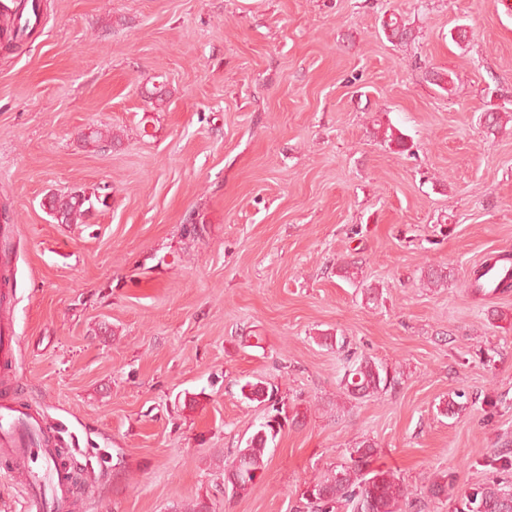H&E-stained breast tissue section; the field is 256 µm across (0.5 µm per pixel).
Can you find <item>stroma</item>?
Wrapping results in <instances>:
<instances>
[{"mask_svg":"<svg viewBox=\"0 0 512 512\" xmlns=\"http://www.w3.org/2000/svg\"><path fill=\"white\" fill-rule=\"evenodd\" d=\"M41 2L30 38L0 48V313L14 399L75 436L80 512H308L304 489L362 441L408 512L511 489L487 460L512 449V292L467 280L512 253V121L491 136L480 122L512 113V8ZM95 128L119 143H85ZM73 191L111 199L57 223L49 199ZM351 261L353 282L336 271ZM360 358L394 385L349 397ZM248 382L272 401L243 399ZM458 392L462 412L443 415ZM272 416L262 477L232 493L225 461ZM507 267L512 270V256L511 254L490 253L480 264L476 265L470 272L468 288H473L474 293L486 296L484 289L480 287V282L484 277L483 270L488 268ZM484 292V293H483ZM16 336L11 322L2 318L0 320V377L4 385L12 380V364L15 358Z\"/></svg>","mask_w":512,"mask_h":512,"instance_id":"obj_1","label":"stroma"}]
</instances>
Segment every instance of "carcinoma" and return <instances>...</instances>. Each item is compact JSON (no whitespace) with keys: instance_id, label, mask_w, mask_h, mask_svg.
I'll list each match as a JSON object with an SVG mask.
<instances>
[{"instance_id":"cac0c4a2","label":"carcinoma","mask_w":512,"mask_h":512,"mask_svg":"<svg viewBox=\"0 0 512 512\" xmlns=\"http://www.w3.org/2000/svg\"><path fill=\"white\" fill-rule=\"evenodd\" d=\"M3 30L9 32L8 45L11 47H19L27 37V28L14 26V20L7 15L3 16ZM96 202L106 205L99 196L92 198L71 192L52 196L49 210L60 214L63 223L76 224L86 218ZM496 267L512 269V256L488 254L470 272L468 287L476 294H483L484 289L480 287L483 270ZM342 384L350 396L361 398L384 390L392 384V379L386 368L371 360H363L344 374ZM241 395L246 400L260 403L273 398V393L257 383L243 385ZM276 434L274 424L268 421L251 437L246 447L238 450L242 462L238 474L241 492H249L264 472L268 463V439ZM373 452L372 445L361 443L350 452V463L311 484L312 496L307 501L314 512H402V507L408 504L410 492L392 471L366 469ZM464 512H512V492L504 490L495 481L483 484L466 496Z\"/></svg>"}]
</instances>
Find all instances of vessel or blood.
Listing matches in <instances>:
<instances>
[{"label":"vessel or blood","instance_id":"1","mask_svg":"<svg viewBox=\"0 0 512 512\" xmlns=\"http://www.w3.org/2000/svg\"><path fill=\"white\" fill-rule=\"evenodd\" d=\"M16 337L10 321L0 320V383L10 384ZM58 439L36 414L10 398L0 399V456L26 485L28 512H72L71 472L57 452Z\"/></svg>","mask_w":512,"mask_h":512}]
</instances>
